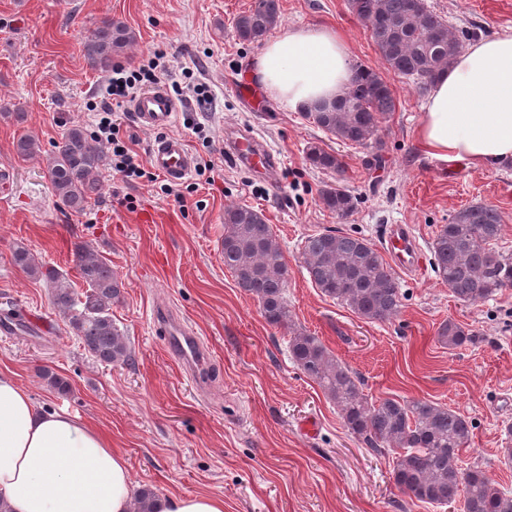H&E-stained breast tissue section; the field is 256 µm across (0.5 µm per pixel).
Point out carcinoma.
I'll return each mask as SVG.
<instances>
[{
	"label": "carcinoma",
	"instance_id": "1",
	"mask_svg": "<svg viewBox=\"0 0 512 512\" xmlns=\"http://www.w3.org/2000/svg\"><path fill=\"white\" fill-rule=\"evenodd\" d=\"M352 14L367 27L385 70L424 94L462 52L466 35H458L428 0H349ZM280 0H254L239 15L234 31L244 43L261 41L278 24ZM134 42L121 21L106 19L83 42L91 68L109 72L114 57ZM396 109V95L386 77L357 65L347 93L307 108L305 116L346 145L379 153L381 123ZM100 146L81 125L67 127L46 155L45 173L53 193L75 213L83 212L98 193ZM305 158L315 169L341 174L345 162L320 141L309 143ZM322 201L336 217L355 211L358 198L341 185L322 191ZM501 213L490 205H472L437 231L433 265L459 302L475 304L512 288V253L495 248L503 230ZM224 267L236 284L255 298L268 324L288 330L292 362L315 381L338 410L346 430L376 453L396 455L393 480L412 501L447 506L460 500L463 512H512V494L487 471L458 466L471 442L473 423L465 414L435 402L416 399H369L357 374L316 336L296 327L286 295L288 264L264 215L249 206L224 208L221 240ZM73 262L87 289L79 293L60 271L36 261L24 246L14 248L15 265L51 289L53 306L68 320L83 348L100 364L125 366L133 355L127 337L112 319V304L122 284L108 261L88 245L74 247ZM310 281L321 293L358 317L389 321L403 306L401 283L378 249L367 239L335 230L306 238L301 252ZM473 333L453 319L442 322L437 341L453 351L472 342ZM156 493L142 487L134 495V512H153Z\"/></svg>",
	"mask_w": 512,
	"mask_h": 512
}]
</instances>
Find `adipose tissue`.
Instances as JSON below:
<instances>
[{"mask_svg":"<svg viewBox=\"0 0 512 512\" xmlns=\"http://www.w3.org/2000/svg\"><path fill=\"white\" fill-rule=\"evenodd\" d=\"M256 79L290 108L342 94L352 76L343 37L326 27L288 28L267 42ZM417 137L449 162L512 164V32L468 46L436 79ZM127 460L98 428L45 411L0 374V500L10 512H131Z\"/></svg>","mask_w":512,"mask_h":512,"instance_id":"adipose-tissue-1","label":"adipose tissue"}]
</instances>
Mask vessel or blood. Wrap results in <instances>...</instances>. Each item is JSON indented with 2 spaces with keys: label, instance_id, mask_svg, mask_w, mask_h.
<instances>
[{
  "label": "vessel or blood",
  "instance_id": "b4317fda",
  "mask_svg": "<svg viewBox=\"0 0 512 512\" xmlns=\"http://www.w3.org/2000/svg\"><path fill=\"white\" fill-rule=\"evenodd\" d=\"M131 110L141 128L163 133L150 148L152 168L174 182L190 176L196 166L195 156L183 138L164 133L176 118L177 101L165 88L157 87L137 96ZM228 151L235 161L262 173L267 180H274L278 159L254 132L240 130L237 136L230 138ZM381 246L397 271L407 275L422 271L423 251L407 225H389ZM153 317L168 336L167 348L171 355L182 364L192 380L201 379L209 360L201 340L165 307H156Z\"/></svg>",
  "mask_w": 512,
  "mask_h": 512
}]
</instances>
